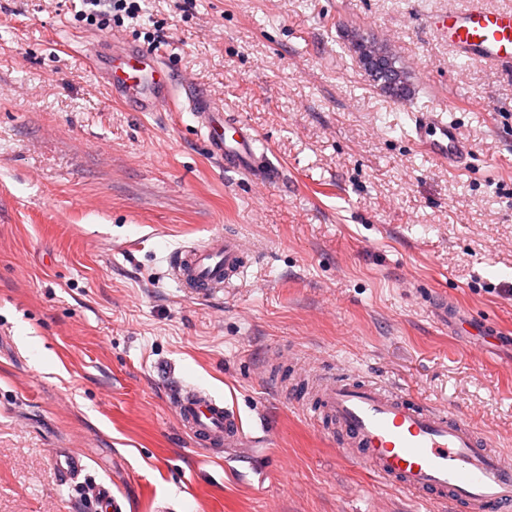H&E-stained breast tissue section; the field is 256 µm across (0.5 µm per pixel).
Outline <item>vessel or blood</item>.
Listing matches in <instances>:
<instances>
[{
    "mask_svg": "<svg viewBox=\"0 0 512 512\" xmlns=\"http://www.w3.org/2000/svg\"><path fill=\"white\" fill-rule=\"evenodd\" d=\"M438 32L467 59L512 70V9L471 0L462 11L434 18ZM102 79L112 96L137 112H156L184 101L195 112L208 154L225 167L249 171L258 138L240 120L225 116L209 94L180 81L149 49L123 42L102 60ZM412 140L434 160L465 167L472 147L445 110L413 115ZM254 253L234 236L218 234L187 246L171 258V271L196 299L232 287ZM314 404L334 427L341 456L366 469L381 484L446 507L448 512H512V454L494 448L470 422L435 405L417 404L392 387L356 380L347 370L319 374ZM181 427L199 444L227 449L244 439L239 414L224 400L189 390L176 398ZM53 463L66 480L78 479L82 459L59 450Z\"/></svg>",
    "mask_w": 512,
    "mask_h": 512,
    "instance_id": "1",
    "label": "vessel or blood"
}]
</instances>
